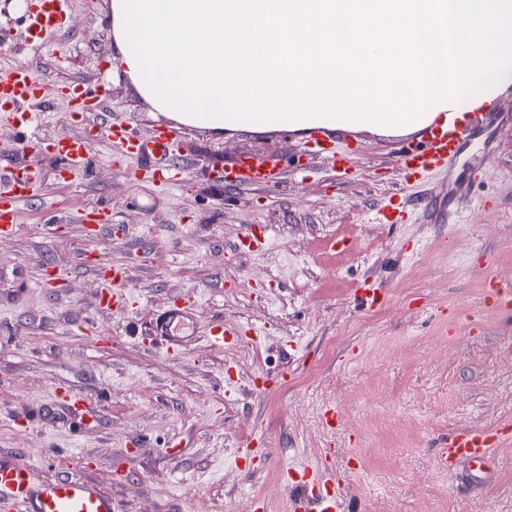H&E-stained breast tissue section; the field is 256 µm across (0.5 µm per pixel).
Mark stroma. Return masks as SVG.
<instances>
[{"instance_id":"stroma-1","label":"stroma","mask_w":512,"mask_h":512,"mask_svg":"<svg viewBox=\"0 0 512 512\" xmlns=\"http://www.w3.org/2000/svg\"><path fill=\"white\" fill-rule=\"evenodd\" d=\"M107 0H70L60 58L34 50L28 12H0V66L48 82L100 84L110 118L151 137L164 126L110 70ZM470 128L447 178L399 224L375 211L395 187L396 138L338 131L355 175L328 167L290 131L217 137L178 129L177 184L154 182L157 158L115 160L105 131L92 165L59 173L49 140L79 132L61 99L30 104L34 148L0 130V171L41 170L0 243V460L36 465L110 494L116 512H242L249 497L290 512L288 470L332 466L365 512H512V313L482 308L486 278L512 268V73ZM282 167L284 183L245 190L214 179L242 154ZM456 207L458 223L432 209ZM107 207L112 226L80 221ZM251 237L255 251L234 252ZM126 270L128 308L97 305L102 260ZM67 277L44 287L53 268ZM373 283L385 304L362 307ZM199 322L180 351L152 342L167 305ZM243 338L218 347L212 322ZM87 400L69 415L57 386ZM335 406V428L322 411ZM504 428L486 464H437L440 439Z\"/></svg>"}]
</instances>
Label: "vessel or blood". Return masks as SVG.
Returning <instances> with one entry per match:
<instances>
[{
  "label": "vessel or blood",
  "mask_w": 512,
  "mask_h": 512,
  "mask_svg": "<svg viewBox=\"0 0 512 512\" xmlns=\"http://www.w3.org/2000/svg\"><path fill=\"white\" fill-rule=\"evenodd\" d=\"M43 7L32 21L37 38L45 50L56 48L58 30L65 14L66 0H42ZM63 83L47 82L25 64L0 67V120L11 126L19 139H27L30 114L20 109L21 103L32 98L46 99L62 93ZM74 117L88 123L90 116L101 115V89H87L70 95ZM109 138L117 156L128 154L166 156L173 152L177 132L171 127L156 129L150 138H139L124 123L107 122ZM466 130L463 125L448 122L444 117L428 121L420 130L419 140L404 139L398 162L402 185L443 176L454 166L459 146ZM318 151L330 153L331 159L343 170L354 169L350 153L333 150L329 129L314 128L310 134ZM48 147L61 161L66 172L76 173L90 163V143L81 133L61 134ZM233 183L244 187H264L276 184L281 174L276 166L262 157L246 154L227 172ZM11 185L9 196L0 198V241H9L15 233V210L18 202L29 199L36 184L26 170L15 169L6 174ZM99 302L106 307L121 308L127 302L124 290L125 272L117 265L99 269ZM486 307L501 311L512 309V287L493 279L486 280L482 295ZM191 307L172 306L157 318L158 340L167 351H178L179 337L171 326L175 319L190 315ZM501 431L491 427H472L449 436L438 450V463L448 470L459 461L485 463L493 447L498 446ZM290 500L291 512H343L341 484L334 471L306 469L294 483ZM0 512H115L112 498L86 481L62 477L53 481L41 479L36 467L28 463L0 460Z\"/></svg>",
  "instance_id": "vessel-or-blood-1"
}]
</instances>
